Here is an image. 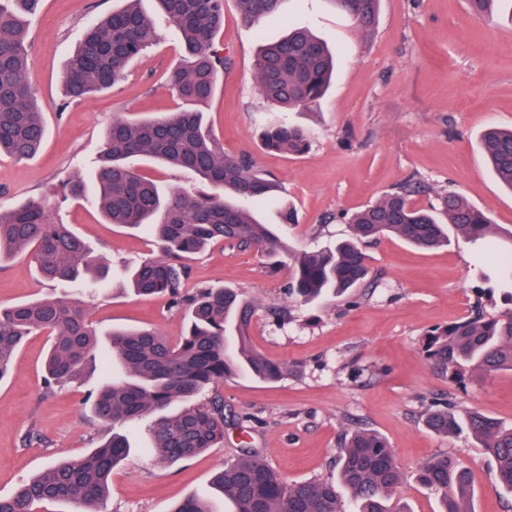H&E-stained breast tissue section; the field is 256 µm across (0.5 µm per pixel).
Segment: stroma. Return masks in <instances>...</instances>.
<instances>
[{"label":"stroma","instance_id":"obj_1","mask_svg":"<svg viewBox=\"0 0 512 512\" xmlns=\"http://www.w3.org/2000/svg\"><path fill=\"white\" fill-rule=\"evenodd\" d=\"M122 0H44L29 23L30 80L44 114L47 139L40 154L17 160L0 154V207L46 199L56 219L91 242L111 270L155 255L149 235L106 223L91 203L62 200L56 190L98 156L105 128L122 115L175 112L183 102L166 81L183 56L173 27L155 15L160 39L124 78L91 98L65 103L63 75L82 28L121 8ZM306 28L337 50L327 94L309 109L281 112L259 92L254 59L261 37ZM215 47L230 64L214 97L201 106L224 150L247 154L279 186L260 209L279 221L293 202L298 222L287 230L298 249L334 246L350 234L342 216L379 201L409 181L426 186L420 206L455 192L512 226V192L493 175L480 148L487 127H512V22L502 13L473 14L468 0H380L376 25L362 30L331 0H285L278 14L251 25L236 0H226ZM282 121L305 127L310 147L300 156L266 150L263 126ZM487 251L463 236L448 246L421 250L393 237L365 245V286L315 304L289 299L286 269L256 251L211 246L188 260L187 290L233 288L259 305L251 328L254 347L288 367L277 382L247 376L220 382L224 440L195 457L162 463L147 449L145 424L129 429L131 455L112 474L105 512H172L189 497L212 500L216 512L230 502L213 495L211 478L240 449H260L288 482L336 475L343 432L365 428L384 436L403 479L390 504L399 512H438L436 493L417 480L421 465L451 456L470 472L475 512H506L507 495L492 462L474 442L443 437L424 423L431 404L451 403L512 425V373L449 383L422 350L428 330L467 316L476 305L496 316L512 306L500 290L485 292L484 275L506 239ZM49 295L80 302L101 332L116 326H152L170 341L184 330V313L169 296L143 298L106 290L89 296L75 286L42 278L29 254L0 262V307ZM51 345L44 333L20 347L13 371L0 380V496L62 459L88 453L108 434L85 403L106 374L45 390L43 362ZM41 443L23 446L27 433Z\"/></svg>","mask_w":512,"mask_h":512}]
</instances>
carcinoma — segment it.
Listing matches in <instances>:
<instances>
[{
  "instance_id": "1",
  "label": "carcinoma",
  "mask_w": 512,
  "mask_h": 512,
  "mask_svg": "<svg viewBox=\"0 0 512 512\" xmlns=\"http://www.w3.org/2000/svg\"><path fill=\"white\" fill-rule=\"evenodd\" d=\"M43 0H0V153L23 160L36 155L45 139L43 113L29 82L28 30L23 18L37 13ZM178 32L184 64L169 76L171 89L187 107L149 118L120 117L103 135L98 163L87 174L63 184L76 199L89 198L111 224L143 228L154 239L157 256L128 272V283L142 296L167 293L187 310V329L177 344L154 327H116L107 349L84 310L64 298H45L0 309V380L12 368L25 337L47 331L53 343L45 361L49 390L84 378L93 359L112 368V379L89 391L94 417L112 435L87 455L50 465L6 498L0 512H33L40 503L65 502L75 512H103L114 468L130 453L126 430L147 422L150 453L161 462L194 457L224 440V401L199 397L237 374L263 382L280 380L287 367L265 357L251 344L250 328L257 304L231 288H200L181 294L186 261L208 247L229 243L281 257L291 273L288 296L314 302L328 294L358 287L368 275L361 244L394 235L420 248L448 243V228L473 242L493 236L512 241V230L493 224L488 214L450 192L439 206L413 202L417 187L409 183L386 193L373 205L352 213L351 237L332 248L295 251L256 208L276 188L250 157L224 153L192 105L214 95L229 61L214 47L224 24V0H157ZM285 0H238L244 19L257 24L281 10ZM352 14L361 28L375 22L379 0H331ZM157 32L141 0L88 25L69 57L63 77L65 97L82 100L109 89L123 78L132 61L150 48ZM334 68L327 43L306 29L264 41L254 69L261 93L282 108L306 109L325 94ZM270 149L300 154L309 147L299 125L271 122L263 133ZM482 150L502 186L512 191V129L490 128ZM147 159L191 172L196 190L165 189L136 167ZM31 255L51 280L94 285L105 265L101 256L66 225L55 222L45 200L28 199L0 209V262L17 253ZM499 282L510 289L512 254L501 259ZM423 349L435 368L463 384L476 374L512 371V308L498 316L476 310L468 317L426 333ZM426 426L447 437L474 440L491 462L500 488L512 494V425L478 411L460 412L436 404ZM337 481L287 482L251 448L216 473V489L233 504V512H346L338 487L355 512H399L389 507L402 472L393 450L377 433L353 429L343 433L336 460ZM420 483L435 491L440 512H475L468 473L448 457H433L419 469ZM173 512H215L204 499L188 498Z\"/></svg>"
}]
</instances>
